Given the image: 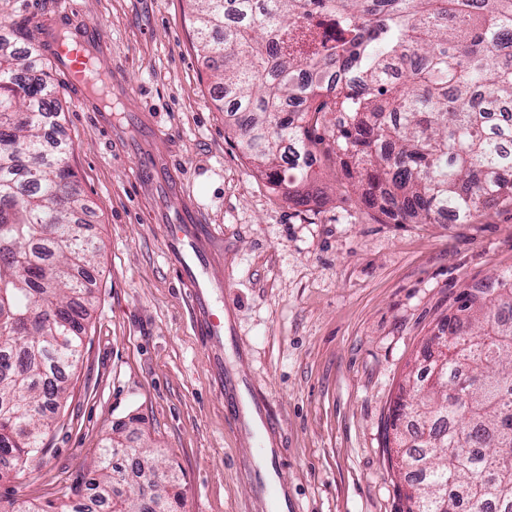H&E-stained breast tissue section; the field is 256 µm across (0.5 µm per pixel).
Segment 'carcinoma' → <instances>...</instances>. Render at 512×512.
Segmentation results:
<instances>
[{
  "label": "carcinoma",
  "instance_id": "cac0c4a2",
  "mask_svg": "<svg viewBox=\"0 0 512 512\" xmlns=\"http://www.w3.org/2000/svg\"><path fill=\"white\" fill-rule=\"evenodd\" d=\"M195 36L217 89L246 118L236 133L270 188L306 205L319 146L363 201L401 224L467 222L512 202V0H190ZM0 21V479L46 457L62 373L82 357L96 253L64 163L43 133L61 111L44 47ZM301 103L297 110L286 102ZM336 115L330 119L328 115ZM469 328L438 331L460 349L413 405L403 459L434 489L402 512H512V268L493 278ZM90 504L59 512H177L175 473L152 487L151 448L107 439ZM448 494V499L441 498Z\"/></svg>",
  "mask_w": 512,
  "mask_h": 512
}]
</instances>
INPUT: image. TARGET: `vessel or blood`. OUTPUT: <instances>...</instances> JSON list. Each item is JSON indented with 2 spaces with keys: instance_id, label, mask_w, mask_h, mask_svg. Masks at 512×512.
Here are the masks:
<instances>
[{
  "instance_id": "1",
  "label": "vessel or blood",
  "mask_w": 512,
  "mask_h": 512,
  "mask_svg": "<svg viewBox=\"0 0 512 512\" xmlns=\"http://www.w3.org/2000/svg\"><path fill=\"white\" fill-rule=\"evenodd\" d=\"M41 36L66 81L87 96L99 100L101 108L111 107L112 90L124 88L122 73L108 64L97 51L101 34L88 31L43 29ZM136 125L146 135L139 150L140 172L173 206L161 209L159 221L165 226V251L180 272L182 293L192 312L193 329L208 352L210 371L224 392V412L248 435L254 451L240 468L249 480L255 502L266 512H297L298 505L288 492V481L280 467L281 423L267 402L255 392L251 376L237 366L245 357L237 340L235 307L229 297L230 285L214 273L218 263L213 225L205 223L199 207L184 191L173 186L167 172L168 157L159 149L164 137L144 115Z\"/></svg>"
}]
</instances>
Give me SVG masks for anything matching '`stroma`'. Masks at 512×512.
Segmentation results:
<instances>
[{
  "label": "stroma",
  "mask_w": 512,
  "mask_h": 512,
  "mask_svg": "<svg viewBox=\"0 0 512 512\" xmlns=\"http://www.w3.org/2000/svg\"><path fill=\"white\" fill-rule=\"evenodd\" d=\"M35 35L42 23L101 32L130 91L113 121L148 112L166 134L172 172L215 225L248 352L245 371L281 420L283 471L299 512H400L403 475L392 469L386 425L405 374L457 313V298L512 268V205L468 222L398 224L367 207L339 165L318 162L322 196L298 206L255 172L217 101L197 49L188 0H11ZM49 136L72 145L67 162L97 246L83 358L45 459L0 479V501L36 507L82 497L106 438L160 451L183 493L180 512H250L237 462L248 437L195 336L179 275L169 264L154 201L140 187L139 135L117 143L63 86Z\"/></svg>",
  "instance_id": "1"
}]
</instances>
